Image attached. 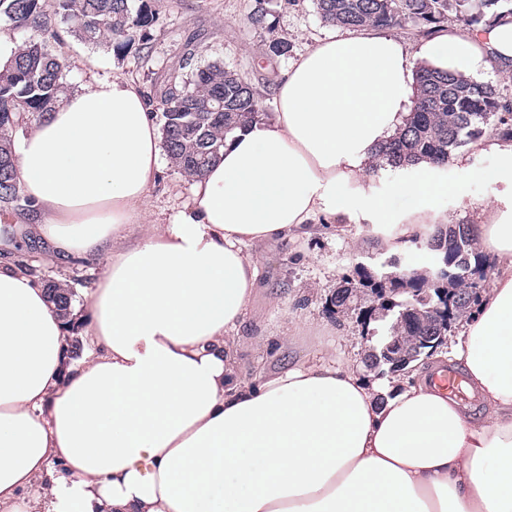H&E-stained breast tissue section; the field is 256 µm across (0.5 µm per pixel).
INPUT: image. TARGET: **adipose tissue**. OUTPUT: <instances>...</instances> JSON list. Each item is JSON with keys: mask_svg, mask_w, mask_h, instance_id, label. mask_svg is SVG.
<instances>
[{"mask_svg": "<svg viewBox=\"0 0 512 512\" xmlns=\"http://www.w3.org/2000/svg\"><path fill=\"white\" fill-rule=\"evenodd\" d=\"M419 60L512 73V17L414 51L385 31L331 32L282 75L275 119L228 141L161 224L145 221L159 129L131 80H93L33 122L15 154L35 231L105 271L93 350L69 366L47 289L0 265V512H512V140H479L496 165L458 158L454 183L415 165L403 212L374 194L370 165L414 105ZM471 181L505 187L476 215L497 266L451 347L479 414L422 367L381 383L321 360L240 383L252 248L332 220L385 229L398 249L445 223L439 199Z\"/></svg>", "mask_w": 512, "mask_h": 512, "instance_id": "1", "label": "adipose tissue"}]
</instances>
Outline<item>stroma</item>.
<instances>
[{"label":"stroma","mask_w":512,"mask_h":512,"mask_svg":"<svg viewBox=\"0 0 512 512\" xmlns=\"http://www.w3.org/2000/svg\"><path fill=\"white\" fill-rule=\"evenodd\" d=\"M155 14L145 52L117 53L91 48L73 39L54 44L64 63L69 89L95 78L123 76L146 94L160 97L169 69L181 62L188 41L199 48L197 62L219 61L260 90V117L272 120L276 101L271 84L277 83L299 54L312 49L330 32L314 0H147ZM263 24H254L255 15ZM286 40L289 49L279 55L269 51L271 38ZM191 181L170 162H163L150 187L148 220L162 221L191 200ZM501 185L472 182L463 194H448L439 201L446 214H474L494 202ZM381 234L371 225H352L341 232L336 224L319 222L311 234L291 237L258 248V294L240 329L242 382L254 373L274 371L316 357L328 348L337 363L363 369L364 357L374 344L363 336L354 312H337L332 296L344 277L359 263H369L384 253ZM22 260L37 267L41 280L72 285L69 335L77 336L89 319L87 300L104 272L100 259L88 256L48 260L43 244L33 232L28 208L0 212V263Z\"/></svg>","instance_id":"35a3bbf8"}]
</instances>
